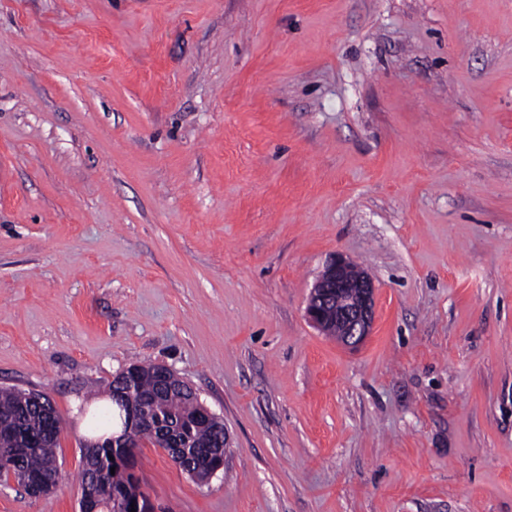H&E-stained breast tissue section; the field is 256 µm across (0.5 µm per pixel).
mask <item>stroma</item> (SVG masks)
Here are the masks:
<instances>
[{"instance_id":"1","label":"stroma","mask_w":512,"mask_h":512,"mask_svg":"<svg viewBox=\"0 0 512 512\" xmlns=\"http://www.w3.org/2000/svg\"><path fill=\"white\" fill-rule=\"evenodd\" d=\"M340 253L357 349L307 318ZM164 364L220 416L154 512H512V0H0V388L91 411ZM375 287L342 255L330 259L321 271L310 296L306 315L319 329L336 328L346 346H357L370 335L374 319ZM337 301L336 308L330 306Z\"/></svg>"}]
</instances>
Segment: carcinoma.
I'll return each instance as SVG.
<instances>
[{
	"mask_svg": "<svg viewBox=\"0 0 512 512\" xmlns=\"http://www.w3.org/2000/svg\"><path fill=\"white\" fill-rule=\"evenodd\" d=\"M159 368L158 364L129 365L124 376L132 380V391L93 417L94 432L102 443L83 455L80 480L86 489L94 487L95 476L104 477L101 494L106 512H130L132 508L152 512L148 495L125 463L127 457H136L140 445L179 448L186 456L189 476L199 482L205 481L217 455L224 453V434L198 415L197 397L174 381L160 389ZM128 406L141 411L143 422L137 426L133 447H114L112 433L124 427ZM59 434L58 427L49 425L43 404L18 389L0 388V480L12 477L24 488L49 493L46 484L58 480L55 448Z\"/></svg>",
	"mask_w": 512,
	"mask_h": 512,
	"instance_id": "carcinoma-1",
	"label": "carcinoma"
}]
</instances>
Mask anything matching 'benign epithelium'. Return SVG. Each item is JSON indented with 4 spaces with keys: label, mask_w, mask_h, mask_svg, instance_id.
I'll use <instances>...</instances> for the list:
<instances>
[{
    "label": "benign epithelium",
    "mask_w": 512,
    "mask_h": 512,
    "mask_svg": "<svg viewBox=\"0 0 512 512\" xmlns=\"http://www.w3.org/2000/svg\"><path fill=\"white\" fill-rule=\"evenodd\" d=\"M375 287L347 258L338 255L326 264L310 296L306 315L319 329L336 328V337L346 346H357L370 335L374 319ZM98 493L86 491L79 512H100Z\"/></svg>",
    "instance_id": "1"
}]
</instances>
